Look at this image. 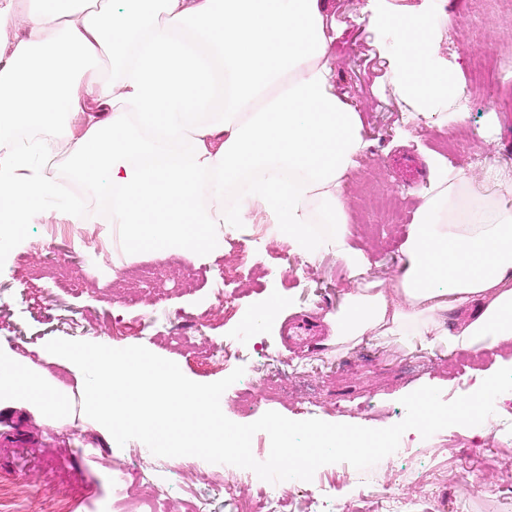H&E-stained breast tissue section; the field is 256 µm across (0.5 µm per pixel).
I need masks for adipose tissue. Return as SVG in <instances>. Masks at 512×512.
<instances>
[{"instance_id":"1","label":"adipose tissue","mask_w":512,"mask_h":512,"mask_svg":"<svg viewBox=\"0 0 512 512\" xmlns=\"http://www.w3.org/2000/svg\"><path fill=\"white\" fill-rule=\"evenodd\" d=\"M397 27L414 89L447 93L445 72L422 66L430 20ZM331 43L323 0H0V142L12 145L0 155V228L40 214L46 178L14 140L48 134L79 177L113 188L128 253L205 256L221 245L218 227L261 213L291 251L311 262L332 249L348 270L354 286L329 318L331 343L511 346L512 203L499 176L452 183L433 173L401 274L388 288L367 278L343 196L362 123L331 81ZM179 145L186 158H172ZM315 202L330 226L317 241ZM15 404L54 427L71 414L48 369L0 345V409Z\"/></svg>"}]
</instances>
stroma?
Returning <instances> with one entry per match:
<instances>
[{
  "label": "stroma",
  "instance_id": "1",
  "mask_svg": "<svg viewBox=\"0 0 512 512\" xmlns=\"http://www.w3.org/2000/svg\"><path fill=\"white\" fill-rule=\"evenodd\" d=\"M336 22L332 46L337 91L362 116L366 143L358 166L343 186L350 241L371 262L370 277L392 284L402 267L407 225L394 224L374 206L381 197L406 202L416 213L428 186L430 158H443L449 176L459 172L440 143L462 134L466 152L482 162L469 175L512 168V88L480 81L470 47L512 62V0H326ZM436 15L423 61L445 71L449 85L468 91L467 112L449 108L450 97L422 99L406 91L408 75L395 18ZM463 48L452 51L449 40ZM48 176L57 186L47 207L80 205L104 235L112 233L108 192L77 178L65 157ZM78 230L36 220L10 252L0 254V339L22 357L54 338L107 340L116 348L142 345L171 360L198 383L225 378L203 358L238 339L246 317L271 293L284 303L239 346L244 374L224 393V414L248 424L275 411L292 420L317 418L386 428L405 416L402 397L424 385L440 388L444 400L463 395L477 377L512 367L508 348L448 352L447 348H402L374 339L352 348L326 345L327 314L335 312L349 286L334 253L308 262L276 240L266 224L226 231L221 248L205 259L181 252L130 255L117 242L90 250L78 245ZM150 277H142L144 268ZM312 330L289 336V320ZM98 450L90 460L86 447ZM141 441L125 446L75 408L61 428L44 424L22 405L0 409V477L40 490L47 482L83 484L91 497L83 512H110L112 475L140 494H161L168 512H187L185 487L198 494L204 512H234L235 501L255 499L260 483L236 485L233 499L214 486L208 463L195 459L181 476L162 485L146 483ZM512 444L500 441L493 423L479 431L451 426L430 438L405 432L399 447L373 467L322 466L315 479L333 497L323 512H380L386 493L408 512H512Z\"/></svg>",
  "mask_w": 512,
  "mask_h": 512
}]
</instances>
